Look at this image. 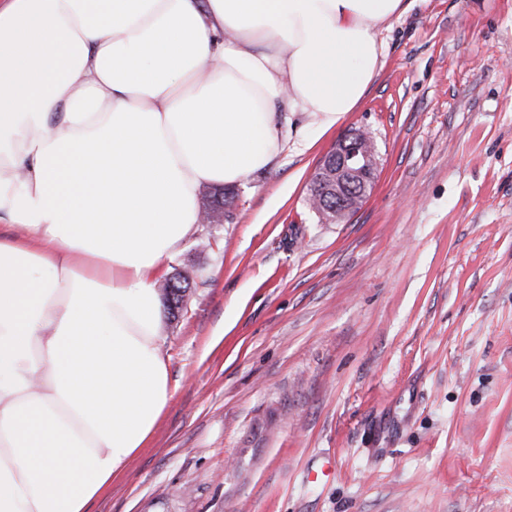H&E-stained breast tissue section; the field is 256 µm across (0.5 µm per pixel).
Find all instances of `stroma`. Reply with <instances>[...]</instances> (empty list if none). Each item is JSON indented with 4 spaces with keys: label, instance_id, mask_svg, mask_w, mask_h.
Instances as JSON below:
<instances>
[{
    "label": "stroma",
    "instance_id": "stroma-1",
    "mask_svg": "<svg viewBox=\"0 0 512 512\" xmlns=\"http://www.w3.org/2000/svg\"><path fill=\"white\" fill-rule=\"evenodd\" d=\"M382 67L165 266L172 397L91 512H512V0H404ZM377 142L346 223L307 202L339 139Z\"/></svg>",
    "mask_w": 512,
    "mask_h": 512
}]
</instances>
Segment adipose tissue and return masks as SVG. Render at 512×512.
<instances>
[{
	"label": "adipose tissue",
	"mask_w": 512,
	"mask_h": 512,
	"mask_svg": "<svg viewBox=\"0 0 512 512\" xmlns=\"http://www.w3.org/2000/svg\"><path fill=\"white\" fill-rule=\"evenodd\" d=\"M402 0H0V512H89L171 397L156 290L203 186L325 132Z\"/></svg>",
	"instance_id": "adipose-tissue-1"
}]
</instances>
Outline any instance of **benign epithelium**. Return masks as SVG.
<instances>
[{
  "instance_id": "1",
  "label": "benign epithelium",
  "mask_w": 512,
  "mask_h": 512,
  "mask_svg": "<svg viewBox=\"0 0 512 512\" xmlns=\"http://www.w3.org/2000/svg\"><path fill=\"white\" fill-rule=\"evenodd\" d=\"M379 151L373 137L353 130L336 144V148L315 170L310 189L333 201V224H342L364 201L375 181Z\"/></svg>"
}]
</instances>
